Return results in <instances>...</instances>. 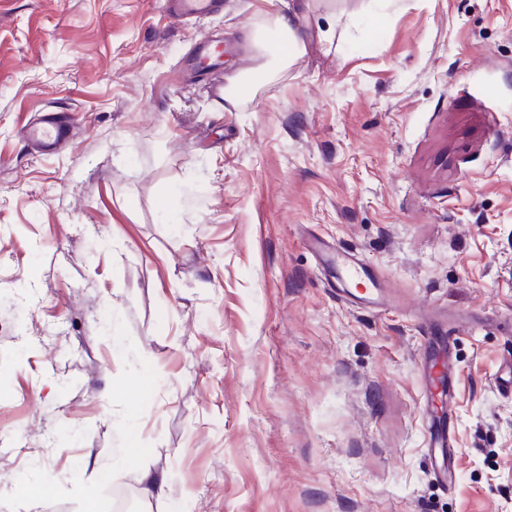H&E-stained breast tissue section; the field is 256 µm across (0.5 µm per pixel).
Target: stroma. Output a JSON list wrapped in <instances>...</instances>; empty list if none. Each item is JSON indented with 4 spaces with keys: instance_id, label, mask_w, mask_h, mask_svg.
I'll return each instance as SVG.
<instances>
[{
    "instance_id": "obj_1",
    "label": "stroma",
    "mask_w": 512,
    "mask_h": 512,
    "mask_svg": "<svg viewBox=\"0 0 512 512\" xmlns=\"http://www.w3.org/2000/svg\"><path fill=\"white\" fill-rule=\"evenodd\" d=\"M261 6L0 0V512H512V0H317L224 111L187 62ZM221 0H163L164 12L173 18H203L211 14ZM25 136L40 153L45 154L56 150L66 142L69 139L70 130L63 124H56L52 129L31 126L25 131ZM448 378L447 387L443 388L440 392V400L442 403L443 410L448 414V428L444 423H440L436 429V438L441 445L444 465H446L448 471V477L452 475L455 468L456 461V449L452 447L450 437V415H451V402L453 397V382L451 381L449 367L448 373L444 371L441 373Z\"/></svg>"
}]
</instances>
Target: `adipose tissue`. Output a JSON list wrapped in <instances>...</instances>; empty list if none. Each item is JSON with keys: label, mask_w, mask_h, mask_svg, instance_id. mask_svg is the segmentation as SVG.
<instances>
[{"label": "adipose tissue", "mask_w": 512, "mask_h": 512, "mask_svg": "<svg viewBox=\"0 0 512 512\" xmlns=\"http://www.w3.org/2000/svg\"><path fill=\"white\" fill-rule=\"evenodd\" d=\"M265 2L254 22L256 64L230 75L222 102L224 111H235L254 99L265 85L286 73L306 53L310 38L304 25L310 9L308 0Z\"/></svg>", "instance_id": "adipose-tissue-1"}]
</instances>
